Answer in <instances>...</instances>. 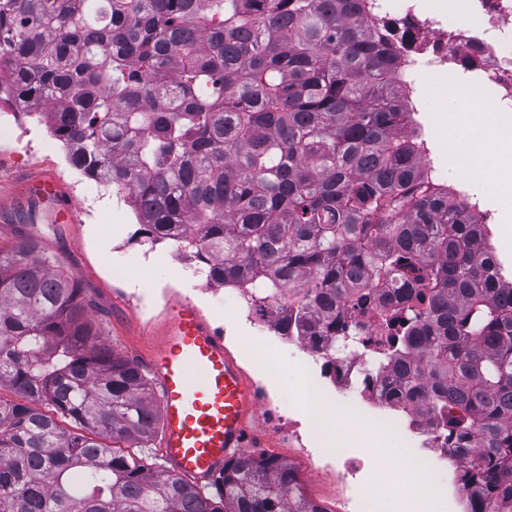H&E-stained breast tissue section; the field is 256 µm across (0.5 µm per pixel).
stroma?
I'll use <instances>...</instances> for the list:
<instances>
[{
    "mask_svg": "<svg viewBox=\"0 0 512 512\" xmlns=\"http://www.w3.org/2000/svg\"><path fill=\"white\" fill-rule=\"evenodd\" d=\"M54 178L70 211L50 200L34 202L31 179ZM137 220L123 195L85 177L67 160V151L54 139L44 123L13 116L8 104L0 105V248L13 246L20 238H38L44 254L81 284L90 315L102 340L138 364L162 341L170 308L181 301L199 309L211 327L226 331L225 349L247 380L266 373L265 362L256 351L267 350L276 366L275 385L299 384L298 365L288 349L267 348L254 329L237 335L244 305L235 288L214 290L191 272L173 242L156 245L141 242ZM109 252H102L101 242ZM161 257L163 266L148 265L149 256ZM330 437H342L346 427L362 429L365 441L390 461L377 484L390 487L404 479L407 465L420 468L433 487L448 483L447 468L426 467L414 443L366 416L354 403L331 396L325 412ZM251 455H264L291 465L307 495L325 508L336 501V479L313 475L296 449L285 440L267 436L260 412L245 421Z\"/></svg>",
    "mask_w": 512,
    "mask_h": 512,
    "instance_id": "stroma-1",
    "label": "stroma"
}]
</instances>
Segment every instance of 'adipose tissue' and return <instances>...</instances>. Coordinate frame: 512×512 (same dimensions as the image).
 Here are the masks:
<instances>
[{
    "mask_svg": "<svg viewBox=\"0 0 512 512\" xmlns=\"http://www.w3.org/2000/svg\"><path fill=\"white\" fill-rule=\"evenodd\" d=\"M439 121L454 153L449 178L466 176L473 193L494 197L500 215V235L512 243V119L486 103L483 88L473 84L449 89L438 102ZM494 163L486 165L485 152Z\"/></svg>",
    "mask_w": 512,
    "mask_h": 512,
    "instance_id": "ef3b65f1",
    "label": "adipose tissue"
}]
</instances>
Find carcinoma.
Returning a JSON list of instances; mask_svg holds the SVG:
<instances>
[{
    "label": "carcinoma",
    "mask_w": 512,
    "mask_h": 512,
    "mask_svg": "<svg viewBox=\"0 0 512 512\" xmlns=\"http://www.w3.org/2000/svg\"><path fill=\"white\" fill-rule=\"evenodd\" d=\"M370 0H0V103L38 113L87 176L127 195L295 336L344 312L390 331L378 372L433 416L467 512H512V285L464 191L422 161L401 47ZM392 288L396 307L373 308ZM31 237L0 249V512H325L294 469L234 454L205 486L138 455L152 387L94 329ZM47 405L44 411L41 405ZM69 422L70 427L63 426Z\"/></svg>",
    "instance_id": "carcinoma-1"
}]
</instances>
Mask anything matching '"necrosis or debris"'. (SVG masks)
Instances as JSON below:
<instances>
[{
  "mask_svg": "<svg viewBox=\"0 0 512 512\" xmlns=\"http://www.w3.org/2000/svg\"><path fill=\"white\" fill-rule=\"evenodd\" d=\"M372 17L389 33L411 31L412 49L401 56V71L407 83H414L417 71L441 72L464 58L477 59L481 81L493 86L496 107L512 112V0H467L470 17L463 25H450L437 17L421 13L416 0H371ZM347 332L359 336L360 347L344 354L314 350L302 337L293 342L301 350L300 365L314 392L326 386L343 395H357L358 406L381 417L412 438L420 454L435 463L448 457V431L444 424L413 415L410 408L391 404L384 378H369L371 355L385 333L372 315L349 312ZM255 392L262 420L269 430L298 449L313 472L332 473L342 491L336 498V512H383L386 502L374 490V464L367 454H354L359 433H349L335 457L319 455L314 447L312 428L291 405L292 391L283 387L271 390L257 382Z\"/></svg>",
  "mask_w": 512,
  "mask_h": 512,
  "instance_id": "necrosis-or-debris-1",
  "label": "necrosis or debris"
}]
</instances>
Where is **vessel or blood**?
Returning <instances> with one entry per match:
<instances>
[{
  "label": "vessel or blood",
  "mask_w": 512,
  "mask_h": 512,
  "mask_svg": "<svg viewBox=\"0 0 512 512\" xmlns=\"http://www.w3.org/2000/svg\"><path fill=\"white\" fill-rule=\"evenodd\" d=\"M160 398L161 448L173 474L201 483L245 442L252 386L195 306L173 311L148 359Z\"/></svg>",
  "instance_id": "1"
}]
</instances>
